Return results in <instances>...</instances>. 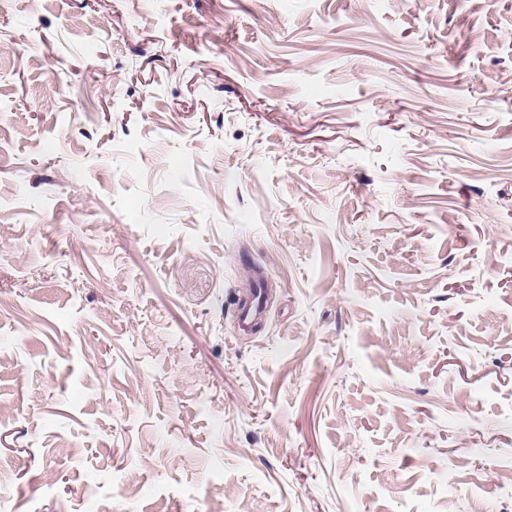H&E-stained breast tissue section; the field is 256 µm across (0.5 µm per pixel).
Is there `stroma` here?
Listing matches in <instances>:
<instances>
[{
    "mask_svg": "<svg viewBox=\"0 0 512 512\" xmlns=\"http://www.w3.org/2000/svg\"><path fill=\"white\" fill-rule=\"evenodd\" d=\"M0 499L512 512V0H0ZM266 306V292L262 283H259L251 290V298L247 305L242 306L238 319L245 327L254 324L257 318L263 313Z\"/></svg>",
    "mask_w": 512,
    "mask_h": 512,
    "instance_id": "stroma-1",
    "label": "stroma"
}]
</instances>
